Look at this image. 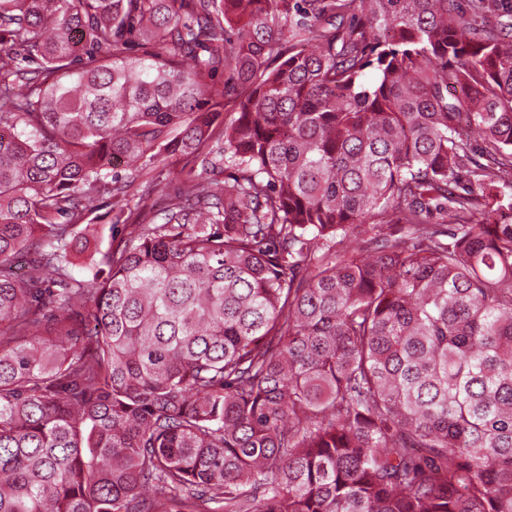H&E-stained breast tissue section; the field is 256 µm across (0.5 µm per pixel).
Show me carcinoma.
<instances>
[{
	"label": "carcinoma",
	"instance_id": "cac0c4a2",
	"mask_svg": "<svg viewBox=\"0 0 512 512\" xmlns=\"http://www.w3.org/2000/svg\"><path fill=\"white\" fill-rule=\"evenodd\" d=\"M0 512H512V0H0ZM163 169L162 165L151 167L147 169L143 176L136 183V188L139 189V194H144L146 204L151 207L154 214L156 215V222H161V211L165 206L167 196L174 194V183H169L168 180H162L159 182L156 178L158 172ZM111 200L105 198L101 202L100 208L91 217L93 218V224H98L100 229V239L98 241V247L104 250L110 240L111 235V219L115 212L111 213Z\"/></svg>",
	"mask_w": 512,
	"mask_h": 512
}]
</instances>
